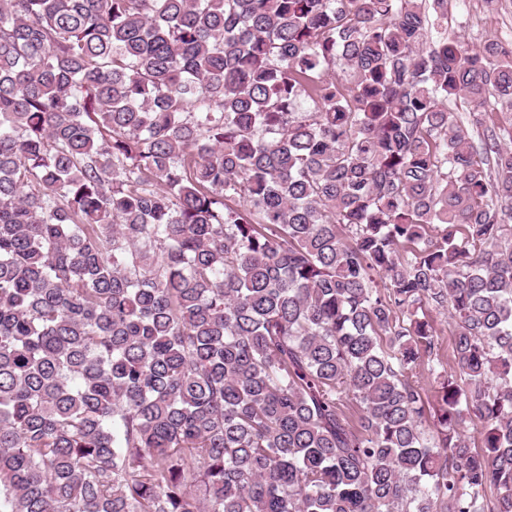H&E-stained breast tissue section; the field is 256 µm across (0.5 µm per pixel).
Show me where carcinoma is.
I'll return each instance as SVG.
<instances>
[{
  "mask_svg": "<svg viewBox=\"0 0 512 512\" xmlns=\"http://www.w3.org/2000/svg\"><path fill=\"white\" fill-rule=\"evenodd\" d=\"M445 3L0 0V512H512V50ZM428 314L433 320L436 330L437 356H432L430 361L425 358L423 363L416 369V377L414 379L418 380L419 385L423 389V397L432 406L435 404L434 388L437 385V377L455 370L453 360L454 336L447 311L430 309Z\"/></svg>",
  "mask_w": 512,
  "mask_h": 512,
  "instance_id": "cac0c4a2",
  "label": "carcinoma"
}]
</instances>
